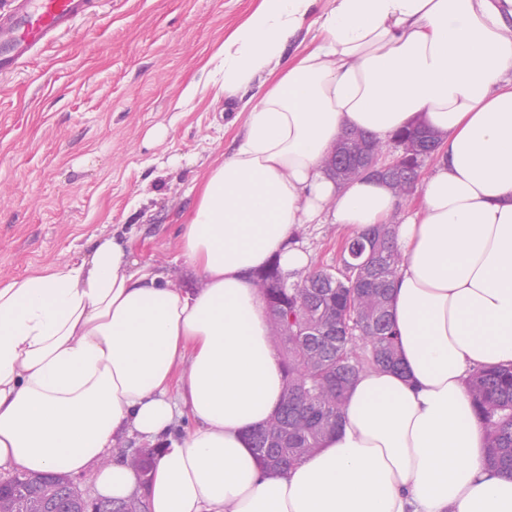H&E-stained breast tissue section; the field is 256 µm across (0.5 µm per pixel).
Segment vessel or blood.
I'll list each match as a JSON object with an SVG mask.
<instances>
[{
  "label": "vessel or blood",
  "instance_id": "obj_1",
  "mask_svg": "<svg viewBox=\"0 0 512 512\" xmlns=\"http://www.w3.org/2000/svg\"><path fill=\"white\" fill-rule=\"evenodd\" d=\"M91 6V0H8L0 10V73L52 44Z\"/></svg>",
  "mask_w": 512,
  "mask_h": 512
}]
</instances>
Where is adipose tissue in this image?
Masks as SVG:
<instances>
[{
	"label": "adipose tissue",
	"instance_id": "adipose-tissue-1",
	"mask_svg": "<svg viewBox=\"0 0 512 512\" xmlns=\"http://www.w3.org/2000/svg\"><path fill=\"white\" fill-rule=\"evenodd\" d=\"M311 26L320 44L282 65ZM511 28L512 0H259L207 72L225 98H259L179 229L201 286L138 267L117 235L0 285V467L141 491L150 512H512L465 386L512 363ZM416 121L442 142L408 204L324 171L346 131L383 142ZM399 209L403 372L367 371L318 451L262 468L250 435L285 379L252 272H308L290 239L324 214L355 237ZM131 437L159 448L148 479L117 454Z\"/></svg>",
	"mask_w": 512,
	"mask_h": 512
}]
</instances>
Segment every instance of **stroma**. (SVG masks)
I'll list each match as a JSON object with an SVG mask.
<instances>
[{
	"label": "stroma",
	"mask_w": 512,
	"mask_h": 512,
	"mask_svg": "<svg viewBox=\"0 0 512 512\" xmlns=\"http://www.w3.org/2000/svg\"><path fill=\"white\" fill-rule=\"evenodd\" d=\"M256 0H93L39 57L0 76V281L78 259L90 236H133L139 264L174 286L192 189L243 132L234 103L181 93ZM164 138H155L156 129ZM337 225L304 224L312 266L338 264Z\"/></svg>",
	"instance_id": "1"
}]
</instances>
